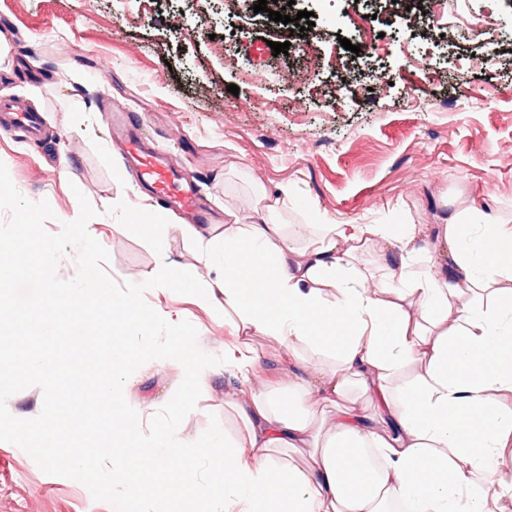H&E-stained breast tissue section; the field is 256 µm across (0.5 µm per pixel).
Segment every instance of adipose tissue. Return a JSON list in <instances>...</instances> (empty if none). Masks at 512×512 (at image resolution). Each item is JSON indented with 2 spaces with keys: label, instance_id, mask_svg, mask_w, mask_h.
Returning a JSON list of instances; mask_svg holds the SVG:
<instances>
[{
  "label": "adipose tissue",
  "instance_id": "obj_1",
  "mask_svg": "<svg viewBox=\"0 0 512 512\" xmlns=\"http://www.w3.org/2000/svg\"><path fill=\"white\" fill-rule=\"evenodd\" d=\"M255 224H228L220 257L204 251L214 283L168 267L111 293L96 267L72 294L47 301L37 331L51 335L62 307L91 306L123 325L131 292L177 290L209 303L223 297L233 335L279 343L291 368L288 391L250 387L269 374L265 359L233 345L224 366L245 388L226 402L242 423L237 437L206 436L223 476L197 482L193 442L172 431L141 443L143 408L126 398L132 361L121 334L107 347L109 375L98 386L112 433L87 436L70 464L111 456L108 490L135 500L176 490L219 495L222 512H496L512 499V224L469 203L427 239L418 224H314L297 243L273 205L257 203ZM370 251L372 265L360 256ZM169 360L190 377L165 403L190 411L212 373L178 328ZM325 362L307 359V352ZM370 406H348L351 394ZM334 414L317 418L319 406ZM139 477L126 481L128 453ZM380 459L367 466V453Z\"/></svg>",
  "mask_w": 512,
  "mask_h": 512
}]
</instances>
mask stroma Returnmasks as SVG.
I'll use <instances>...</instances> for the list:
<instances>
[{"instance_id": "35a3bbf8", "label": "stroma", "mask_w": 512, "mask_h": 512, "mask_svg": "<svg viewBox=\"0 0 512 512\" xmlns=\"http://www.w3.org/2000/svg\"><path fill=\"white\" fill-rule=\"evenodd\" d=\"M255 2L0 0V107L38 122L33 135L0 122V163L22 195L48 201V232L77 218L80 191L118 284L169 263L201 272L199 243L164 230L183 215L128 154L138 138L221 225L254 223L262 192L281 198V220L300 237L325 222L438 224L470 199L512 218V0H446L426 14L418 0H295L287 15L314 20L300 36L254 13ZM285 41L287 53L274 54L271 43ZM142 204L160 230L114 234ZM141 299L146 313L125 330L130 402L183 386L181 368L156 357L166 319L219 372L194 411L148 410L142 440L172 429L194 440L237 434L224 395L240 379L224 368L222 315L177 293ZM0 512L113 509L0 442Z\"/></svg>"}]
</instances>
